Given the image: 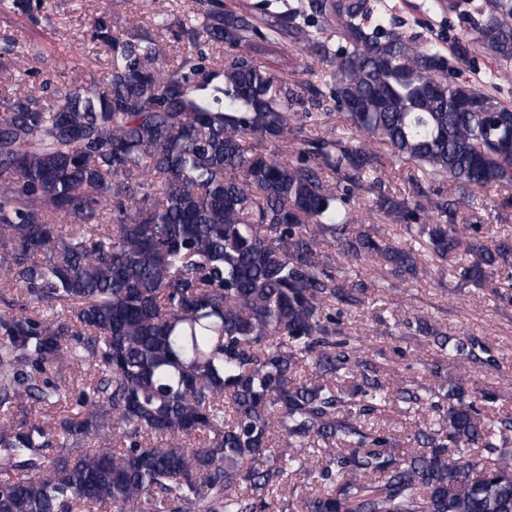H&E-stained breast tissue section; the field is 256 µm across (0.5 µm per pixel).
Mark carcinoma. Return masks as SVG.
Wrapping results in <instances>:
<instances>
[{"label":"carcinoma","mask_w":512,"mask_h":512,"mask_svg":"<svg viewBox=\"0 0 512 512\" xmlns=\"http://www.w3.org/2000/svg\"><path fill=\"white\" fill-rule=\"evenodd\" d=\"M199 2L176 62L158 36L99 17L108 83L50 101L0 91V512H271L316 443L336 452L307 512H512V453L496 443L512 415L488 417L496 396L469 378L490 348L386 323L459 367L445 391L390 388L336 318L367 288L327 252L415 277L420 250L444 262L466 238L450 277L511 305L494 276L512 277V237L490 243L457 215L473 190L512 185V104L492 81H448L439 51L386 17L361 24L366 0L310 5L336 26L333 55L296 11L267 25L328 64L317 84L258 60L274 39L251 13ZM471 10L474 47L509 66L512 0ZM225 45L237 52L214 53ZM10 68L26 80L23 51ZM319 117L328 136L303 137ZM406 162L454 196L388 194L383 170ZM362 189L407 242L349 232ZM62 401L70 412L42 413ZM392 407L437 414L417 448L361 425ZM474 448L494 463L479 468Z\"/></svg>","instance_id":"cac0c4a2"}]
</instances>
